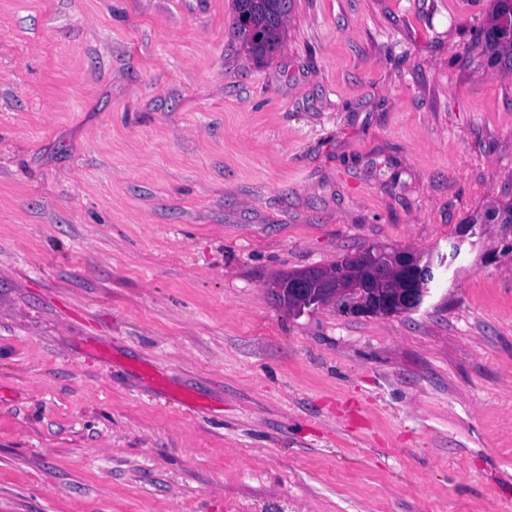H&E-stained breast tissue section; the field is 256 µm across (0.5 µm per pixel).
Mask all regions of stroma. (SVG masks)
I'll return each instance as SVG.
<instances>
[{
    "instance_id": "1",
    "label": "stroma",
    "mask_w": 512,
    "mask_h": 512,
    "mask_svg": "<svg viewBox=\"0 0 512 512\" xmlns=\"http://www.w3.org/2000/svg\"><path fill=\"white\" fill-rule=\"evenodd\" d=\"M493 0H0V512H512ZM421 306L298 313L368 249ZM234 35L255 57L263 58L276 49L281 27L291 0H234Z\"/></svg>"
}]
</instances>
